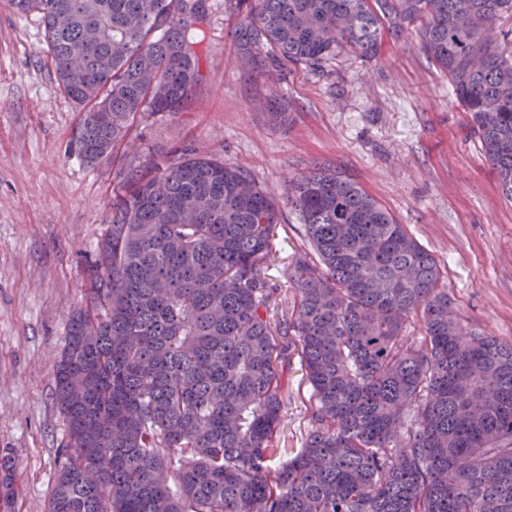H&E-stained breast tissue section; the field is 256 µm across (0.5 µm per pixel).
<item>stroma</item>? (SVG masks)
<instances>
[{"label": "stroma", "instance_id": "obj_1", "mask_svg": "<svg viewBox=\"0 0 512 512\" xmlns=\"http://www.w3.org/2000/svg\"><path fill=\"white\" fill-rule=\"evenodd\" d=\"M206 8L186 106L144 117L130 146L91 165L75 148L81 112L57 85L39 15L0 0V449L15 466L14 512H48L67 437L53 362L84 305L83 270L110 220L112 189L174 148L247 170L279 201L265 272L279 290L272 325L292 309L285 270L308 247L286 181L317 164L344 172L435 256L464 324L512 342V201L416 37L385 40L369 61L342 51L320 69L291 65L266 78L236 62V10L225 0ZM275 98L288 102L281 128L267 118ZM282 401L280 445L301 447L310 386L299 361Z\"/></svg>", "mask_w": 512, "mask_h": 512}]
</instances>
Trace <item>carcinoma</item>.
Masks as SVG:
<instances>
[{
    "mask_svg": "<svg viewBox=\"0 0 512 512\" xmlns=\"http://www.w3.org/2000/svg\"><path fill=\"white\" fill-rule=\"evenodd\" d=\"M45 25L89 163L135 121L179 112L205 0H10ZM242 59L319 69L385 33L448 74L512 200V0H236ZM311 252L286 270L281 343L265 277L280 206L196 150L112 189L54 397L68 425L49 512H512V344L466 327L441 269L373 197L313 166L288 180ZM421 321L408 342L406 325ZM311 388L302 447H278L291 354ZM287 459L278 465L273 461ZM12 481L0 458V512Z\"/></svg>",
    "mask_w": 512,
    "mask_h": 512,
    "instance_id": "cac0c4a2",
    "label": "carcinoma"
}]
</instances>
